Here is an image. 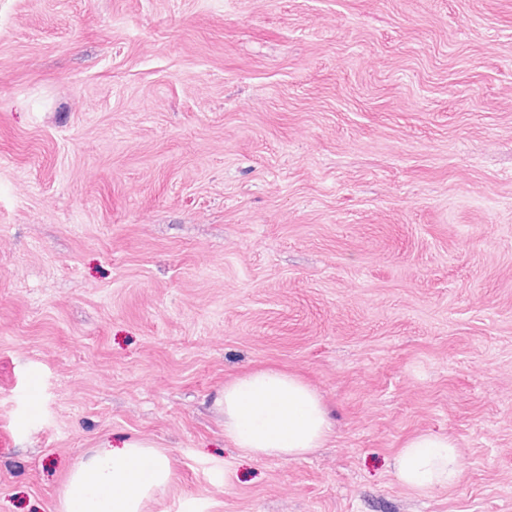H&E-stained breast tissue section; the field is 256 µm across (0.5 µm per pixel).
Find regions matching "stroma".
Segmentation results:
<instances>
[{"label": "stroma", "instance_id": "obj_1", "mask_svg": "<svg viewBox=\"0 0 512 512\" xmlns=\"http://www.w3.org/2000/svg\"><path fill=\"white\" fill-rule=\"evenodd\" d=\"M257 368L321 448L225 438ZM130 437L145 512H512V0H0V512ZM224 436L257 457L298 459L331 432L319 394L297 373L251 370L225 384ZM393 468L399 482L414 493L455 486L462 474L455 442L431 432L408 439L394 456Z\"/></svg>", "mask_w": 512, "mask_h": 512}]
</instances>
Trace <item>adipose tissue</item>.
Listing matches in <instances>:
<instances>
[{"instance_id":"adipose-tissue-1","label":"adipose tissue","mask_w":512,"mask_h":512,"mask_svg":"<svg viewBox=\"0 0 512 512\" xmlns=\"http://www.w3.org/2000/svg\"><path fill=\"white\" fill-rule=\"evenodd\" d=\"M224 435L257 456L298 459L320 447L331 432L319 394L296 373L257 369L225 384ZM399 482L422 493L455 486L462 474L452 440L431 432L408 439L393 458ZM168 456L151 442L131 438L122 447L94 449L71 471L64 512H144L169 485Z\"/></svg>"}]
</instances>
